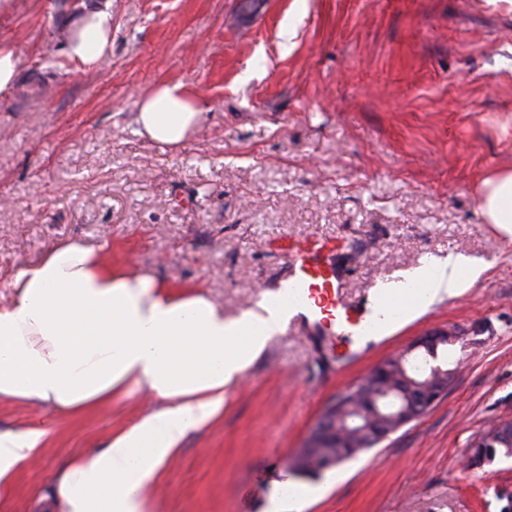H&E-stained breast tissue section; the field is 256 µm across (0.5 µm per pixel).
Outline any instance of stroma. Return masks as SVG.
Masks as SVG:
<instances>
[{
  "instance_id": "35a3bbf8",
  "label": "stroma",
  "mask_w": 512,
  "mask_h": 512,
  "mask_svg": "<svg viewBox=\"0 0 512 512\" xmlns=\"http://www.w3.org/2000/svg\"><path fill=\"white\" fill-rule=\"evenodd\" d=\"M109 5L112 52L76 68L63 35ZM0 42L22 64L0 94V303L16 270L70 239L113 267L211 299L232 319L288 272L274 239L336 241L349 298L464 255L479 280L358 359L284 327L227 391L224 410L159 472L151 512H266L284 483L302 512H503L512 459L465 469L472 441L512 419V239L486 223L484 178L512 167V5L505 0H15ZM182 84L201 122L171 148L136 131L142 96ZM450 330L447 396L317 476L288 460L326 403L418 338ZM135 392L61 420L0 401V431L43 425L36 455L0 482V512L70 457L151 409Z\"/></svg>"
}]
</instances>
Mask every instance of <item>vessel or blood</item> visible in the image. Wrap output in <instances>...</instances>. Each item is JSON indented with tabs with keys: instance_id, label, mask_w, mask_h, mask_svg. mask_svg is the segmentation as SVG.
<instances>
[{
	"instance_id": "b4317fda",
	"label": "vessel or blood",
	"mask_w": 512,
	"mask_h": 512,
	"mask_svg": "<svg viewBox=\"0 0 512 512\" xmlns=\"http://www.w3.org/2000/svg\"><path fill=\"white\" fill-rule=\"evenodd\" d=\"M286 243L289 290L279 302L298 308L302 327L343 337L344 359L357 358L367 343L366 309L346 295L347 272L337 264L330 242L307 236Z\"/></svg>"
}]
</instances>
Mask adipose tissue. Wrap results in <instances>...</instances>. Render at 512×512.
<instances>
[{"label": "adipose tissue", "mask_w": 512, "mask_h": 512, "mask_svg": "<svg viewBox=\"0 0 512 512\" xmlns=\"http://www.w3.org/2000/svg\"><path fill=\"white\" fill-rule=\"evenodd\" d=\"M112 50V12L94 8L73 24L65 54L84 67ZM202 118L199 98L182 84L141 98L135 121L151 141L186 143ZM486 223L512 238V170L486 179L478 198ZM480 272L463 257L424 263L408 282L379 289L371 305L372 334L392 330L383 297L416 285L420 302L400 308L401 320L433 301L458 296ZM10 301L0 304V400L37 404L59 416L111 407L132 391L154 408L115 433L90 458L67 462L40 497L42 512H149L153 482L190 434L224 409L227 389L241 379L290 313L274 299L226 320L202 295L180 296L166 283L112 268L81 242L57 245L19 268ZM41 430L0 432V480L44 439Z\"/></svg>", "instance_id": "adipose-tissue-1"}]
</instances>
